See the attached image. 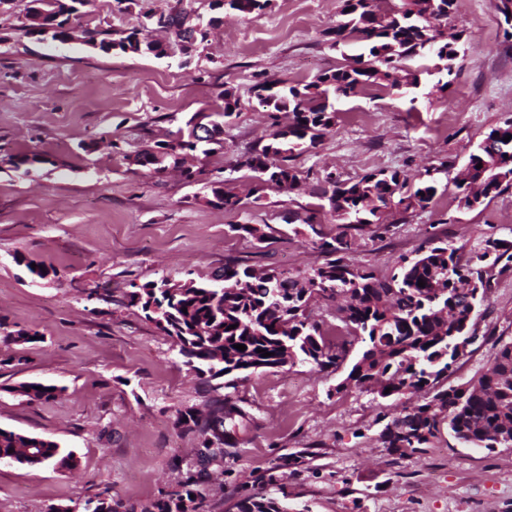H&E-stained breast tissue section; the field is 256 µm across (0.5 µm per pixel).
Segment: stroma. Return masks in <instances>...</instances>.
I'll use <instances>...</instances> for the list:
<instances>
[{
	"label": "stroma",
	"instance_id": "35a3bbf8",
	"mask_svg": "<svg viewBox=\"0 0 512 512\" xmlns=\"http://www.w3.org/2000/svg\"><path fill=\"white\" fill-rule=\"evenodd\" d=\"M28 2L0 11V428L53 440L80 468L0 463V512H50L100 495L124 512H144L190 476L203 497L199 512H237L243 491L271 493V475L293 512H512V448H469L443 430L420 452L389 454L377 400L340 388L345 368H265L228 388L198 376L174 338L128 299L133 285L203 281L231 259L290 274L322 264L288 218L316 210L325 173L355 180L387 169L413 181L427 168L461 167L485 133L512 120V44L491 0L456 2L448 26L464 38L446 90L425 74L419 88L367 89L343 102L336 126L295 154L301 189H268L258 199L253 172L233 168L272 131L253 87L265 79L306 83L340 65L326 32L342 0H273L258 19L225 15L187 62L27 34ZM138 13L87 0L79 23L121 30L136 26ZM228 88L241 109L224 127L223 150L196 154V182L132 163L173 139L194 113L219 111ZM112 138L122 153H113ZM34 154L42 163L14 166ZM221 167L243 198L240 211L210 201ZM387 221L386 238H359L347 257L352 267L390 275L434 235L464 257L489 233L512 240V189L474 211L461 209L449 189L428 208L395 210ZM246 223L276 233L260 244L229 230ZM30 260L43 263L47 277H32ZM489 276L477 341L454 364L449 385L475 381L494 344L512 340V269ZM19 329L34 340L13 342ZM26 382L59 391L30 401L17 391ZM225 399L248 420L208 455L199 433L176 421Z\"/></svg>",
	"mask_w": 512,
	"mask_h": 512
}]
</instances>
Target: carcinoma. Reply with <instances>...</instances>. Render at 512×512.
Returning <instances> with one entry per match:
<instances>
[{"mask_svg": "<svg viewBox=\"0 0 512 512\" xmlns=\"http://www.w3.org/2000/svg\"><path fill=\"white\" fill-rule=\"evenodd\" d=\"M26 28L33 34H49L64 41L71 21L80 17L85 0H30ZM272 0H222L215 8L260 18ZM345 20L328 32L332 46L351 41L360 53L343 56L344 63L322 72L303 86H255L256 97L271 114H291L283 127L273 123L269 143L256 146L236 161V167L260 174L256 191L274 188L292 191L300 182V171L288 164L290 155L313 146L336 125L335 102L370 88L419 84L417 72L407 63L431 59L440 71L452 72L461 35L438 43L440 28L454 13L455 0H342ZM177 6L160 14L165 24H156L155 11L139 13V25L120 33L111 29H89L88 44L108 53L165 56L161 44L139 38L142 29L161 28L175 40H188L192 48L204 44L209 28L194 29L190 14ZM500 16L503 36L512 39V0H491ZM512 120L492 129L469 155L468 174L453 179L458 201L478 209L512 188ZM224 147V124L187 123V131L163 141L156 149L138 153L134 162L160 171L168 161L183 162L202 144ZM482 168H476V165ZM230 180L212 182L210 191L226 211H237L241 198L228 188ZM438 193V181L425 170L414 184L398 171L381 170L357 180H342L331 173L316 194L328 202L331 216L343 231L330 237L312 218L300 219L307 226L311 243L325 261L310 270L286 275L274 269H255L229 263L208 282L190 280L172 283L163 278L142 285L131 284L129 303L141 308L166 335L176 338L179 353L200 376L226 378L233 386L239 375L260 368L297 363L320 370L343 363L349 347L360 343L353 363L340 386L355 385L374 397L388 401L406 393L435 387L448 379L456 362L457 341L470 335L472 321L484 300L490 281L484 279L485 265L512 269V241L492 235L483 237L461 261L459 248L433 243L411 258L401 260L398 272L379 278L374 272L351 268L346 255L354 251L357 237L352 231L370 227L375 237L390 232L384 223L389 210L424 209ZM269 225L232 224L234 233L263 242L271 237ZM425 286H418V281ZM342 300L337 307L340 321L353 339L330 342L320 325L309 319L308 310L317 301ZM187 311H182V308ZM242 344L240 351L234 345ZM264 349L270 356L263 357ZM16 391L31 401L50 399L55 391L37 383H24ZM245 418L235 404L217 401L206 417L189 409L180 413L177 424L202 437L207 451L234 439L226 422ZM448 430L471 448L512 447V341L495 346L491 367L468 387L450 386L436 391L431 399L413 408L406 406L391 414L380 433L391 454L417 452L440 432L443 417ZM26 466H52L73 471L80 466L72 452L40 437L0 428V462ZM201 493L187 483L183 490L167 494L144 512H197ZM238 512H290L288 493H248L236 504ZM52 512H117L107 498H90L83 504H60Z\"/></svg>", "mask_w": 512, "mask_h": 512, "instance_id": "obj_1", "label": "carcinoma"}]
</instances>
